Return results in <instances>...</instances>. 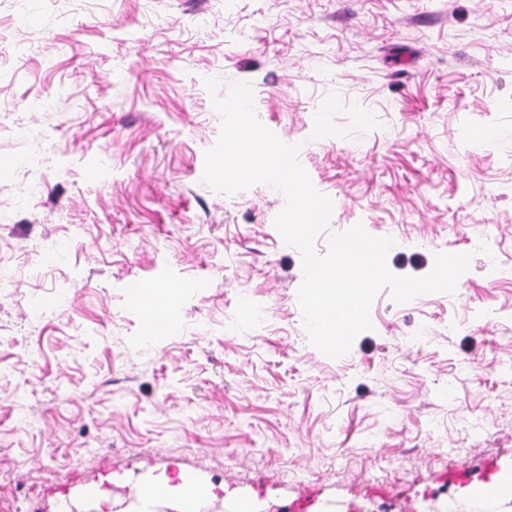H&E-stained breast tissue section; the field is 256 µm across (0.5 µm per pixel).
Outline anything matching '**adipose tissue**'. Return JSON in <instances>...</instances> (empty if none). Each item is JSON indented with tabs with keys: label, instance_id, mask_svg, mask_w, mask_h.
Instances as JSON below:
<instances>
[{
	"label": "adipose tissue",
	"instance_id": "1",
	"mask_svg": "<svg viewBox=\"0 0 512 512\" xmlns=\"http://www.w3.org/2000/svg\"><path fill=\"white\" fill-rule=\"evenodd\" d=\"M91 504L94 512H201L203 504L223 505L224 498L212 483L196 474L180 469L161 473L150 485L135 493L126 506H119L116 498L103 490L94 496L80 495L75 507Z\"/></svg>",
	"mask_w": 512,
	"mask_h": 512
}]
</instances>
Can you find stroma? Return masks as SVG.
I'll list each match as a JSON object with an SVG mask.
<instances>
[{"label": "stroma", "instance_id": "35a3bbf8", "mask_svg": "<svg viewBox=\"0 0 512 512\" xmlns=\"http://www.w3.org/2000/svg\"><path fill=\"white\" fill-rule=\"evenodd\" d=\"M4 50L0 512L180 467L258 512H512L448 475L512 468V0H0ZM209 78L251 85L330 232L393 238L398 276L470 254L454 293L382 288L346 355L312 346L284 195L203 181ZM136 304L141 308L145 319L151 323H159L162 313L168 308L165 297L155 289L139 293Z\"/></svg>", "mask_w": 512, "mask_h": 512}]
</instances>
